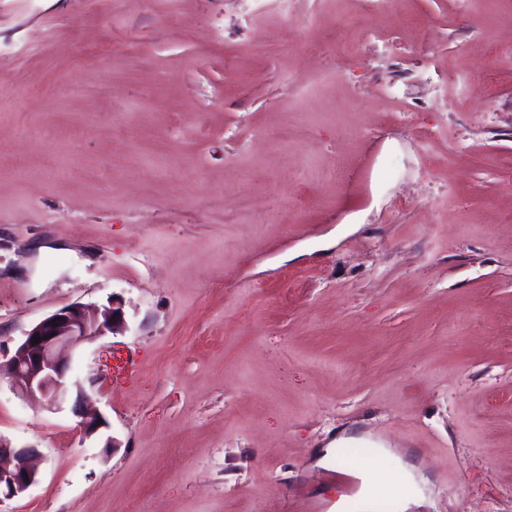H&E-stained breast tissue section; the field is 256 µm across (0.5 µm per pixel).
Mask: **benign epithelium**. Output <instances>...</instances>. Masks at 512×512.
<instances>
[{
	"label": "benign epithelium",
	"mask_w": 512,
	"mask_h": 512,
	"mask_svg": "<svg viewBox=\"0 0 512 512\" xmlns=\"http://www.w3.org/2000/svg\"><path fill=\"white\" fill-rule=\"evenodd\" d=\"M124 326L118 307L100 311L81 304L66 306L45 316L24 334L16 355L0 361V378L10 379L21 395L40 393L49 410L60 412L70 408L79 418L77 428L90 437L106 427L99 416L83 409L82 389L72 378L69 346L108 333L115 334ZM38 342H33V337ZM75 398H70L71 390ZM39 478V453L32 447H13L0 439V496L12 498L24 493Z\"/></svg>",
	"instance_id": "7a95c632"
}]
</instances>
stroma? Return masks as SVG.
Instances as JSON below:
<instances>
[{"instance_id": "35a3bbf8", "label": "stroma", "mask_w": 512, "mask_h": 512, "mask_svg": "<svg viewBox=\"0 0 512 512\" xmlns=\"http://www.w3.org/2000/svg\"><path fill=\"white\" fill-rule=\"evenodd\" d=\"M382 2L0 0V360L125 324L71 353L93 437L0 380V512H403L342 437L512 512V0ZM39 478V453L33 447H13L0 439V496L24 493Z\"/></svg>"}]
</instances>
